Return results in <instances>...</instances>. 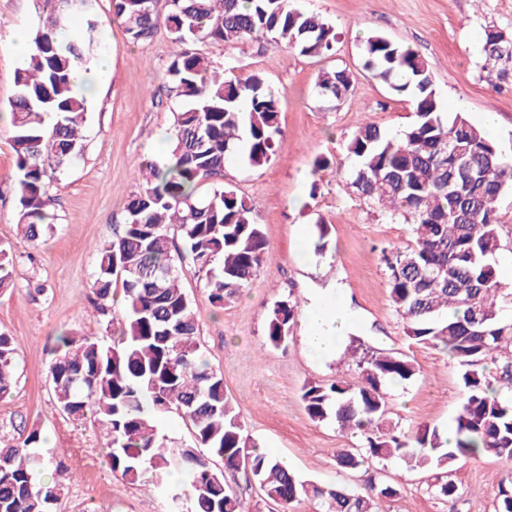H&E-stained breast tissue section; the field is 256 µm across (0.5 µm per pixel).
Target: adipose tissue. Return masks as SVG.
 <instances>
[{
    "mask_svg": "<svg viewBox=\"0 0 512 512\" xmlns=\"http://www.w3.org/2000/svg\"><path fill=\"white\" fill-rule=\"evenodd\" d=\"M352 324V314L342 295L322 298L307 304L303 313L304 337L315 356L335 357L341 339Z\"/></svg>",
    "mask_w": 512,
    "mask_h": 512,
    "instance_id": "obj_1",
    "label": "adipose tissue"
}]
</instances>
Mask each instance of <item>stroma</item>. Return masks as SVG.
I'll list each match as a JSON object with an SVG mask.
<instances>
[{
	"mask_svg": "<svg viewBox=\"0 0 512 512\" xmlns=\"http://www.w3.org/2000/svg\"><path fill=\"white\" fill-rule=\"evenodd\" d=\"M290 7L322 15L336 30L332 56L309 57L267 43L229 48L200 42L198 52L216 67L232 62L240 72L260 74L275 90L284 147L261 167L228 162L226 183L253 206L268 248L256 281L240 295L214 307L191 263L181 286L192 299L198 341L210 367L224 377V389L245 429L265 452L288 461L302 479L342 483L358 490L364 473L337 469L336 448L359 445V436L316 422L300 399L310 382L357 384L358 361L379 353L402 354L416 367L407 381L387 385V424L407 432L422 426L447 429L463 398L462 368L439 346L420 345L404 333L388 298L383 251L405 249L409 224L360 199L347 181L351 161L345 143L363 122L389 131L413 120L405 96L363 67L365 39L379 33L415 47L426 60L444 112H460L479 124L483 113L499 117L493 137L512 158V75L494 88L482 68V36L494 27L512 33V0H288ZM99 32L92 62L83 68L89 108L80 127L84 151L54 174V229L38 246L16 225L12 174L16 157L6 116L25 64L20 45L31 43L36 0H0V245L12 246L15 286L0 295V331L15 346V384L0 399V439L22 442L39 430L48 460L46 473L64 484L54 512H172L169 498L152 479L130 483L114 472L107 439L96 424L56 410L47 377L56 336L65 332L106 338L104 318L93 303L97 250L122 228L129 196L138 192L133 167L167 158L166 137L173 115L161 86L177 46L165 30L132 41L112 14L110 0H92ZM108 58L106 77L95 60ZM347 68L356 80L343 100L319 95L320 70ZM325 156L340 172L314 178L313 161ZM328 228L327 246L316 253L318 225ZM342 294L355 315L347 349L326 361L307 350L300 326L287 346L265 344L272 305L290 298L306 304ZM379 479L399 494L387 512H495L498 491L512 482V463L481 456L458 460L457 491L447 499L436 491L438 469L406 470L396 462H375Z\"/></svg>",
	"mask_w": 512,
	"mask_h": 512,
	"instance_id": "stroma-1",
	"label": "stroma"
}]
</instances>
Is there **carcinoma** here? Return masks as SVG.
Wrapping results in <instances>:
<instances>
[{"label":"carcinoma","instance_id":"1","mask_svg":"<svg viewBox=\"0 0 512 512\" xmlns=\"http://www.w3.org/2000/svg\"><path fill=\"white\" fill-rule=\"evenodd\" d=\"M34 51L17 74L10 104L16 155L18 225L32 244L53 230L50 172L83 152L79 127L88 111L77 91L75 64L87 61L99 22L90 8H66L64 0H40ZM112 0V13L134 42L165 28L178 45L166 67L173 131L165 163L138 167L141 190L128 200L121 231L99 250L92 290L102 312L121 286L125 319L112 317V343L72 333L57 339L48 369L56 408L74 419L93 418L108 439L112 470L132 483L146 477L170 499L173 512H245L224 472L243 471L280 512L304 499L319 512H382L381 502L399 494L374 478L364 491L317 485L301 479L275 457L252 445L240 414L224 390L223 375L199 352L193 301L180 288L188 258L218 308L257 276L267 241L253 208L224 183L226 160L241 156L260 167L283 145L279 103L257 74L218 70L197 52V41L239 46L261 39L303 55L332 54L336 34L318 14L288 0ZM363 67L408 98L414 120L392 133L366 122L347 142L353 160L350 186L359 198L386 208L410 224L413 245L384 256L390 305L405 335L438 346L464 369V398L456 417L455 443L437 427L397 435L383 425L388 414L384 386L415 375L413 362L379 354L357 363L360 383H310L301 401L314 421H333L364 437L358 448H338L337 468L355 471L377 461H400L409 470L451 468L461 457L512 461V336L504 335L498 297L503 287L495 258L501 250L495 205L512 186L507 161L484 131L460 112H445L432 73L419 52L383 35L365 40ZM482 68L512 62V35L484 32ZM355 75L346 68L322 71L315 83L324 96L346 97ZM250 101L240 110L239 101ZM459 146L474 177L457 175L448 145ZM11 249L0 246V294L15 286ZM298 303H274L266 345L288 344ZM500 360L496 375L485 362ZM13 338L0 333V397L14 384ZM179 411L193 428V445L176 451L159 435L164 414ZM41 435L31 430L20 444L0 442V512H53L61 496L57 480L40 481ZM224 470L217 471L213 460ZM179 470L187 488L166 475Z\"/></svg>","mask_w":512,"mask_h":512}]
</instances>
